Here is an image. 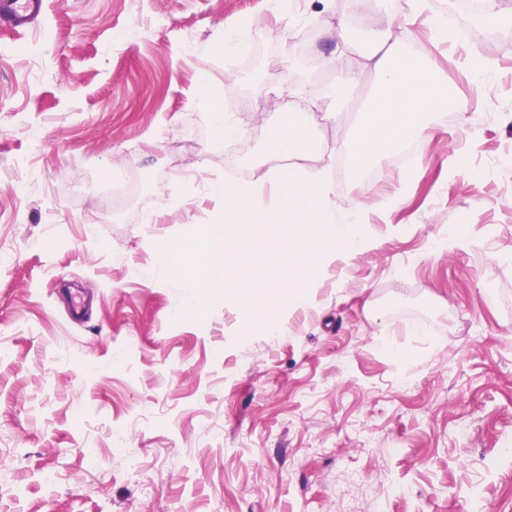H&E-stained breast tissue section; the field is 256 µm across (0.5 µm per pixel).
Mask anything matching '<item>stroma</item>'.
Here are the masks:
<instances>
[{
    "instance_id": "stroma-1",
    "label": "stroma",
    "mask_w": 512,
    "mask_h": 512,
    "mask_svg": "<svg viewBox=\"0 0 512 512\" xmlns=\"http://www.w3.org/2000/svg\"><path fill=\"white\" fill-rule=\"evenodd\" d=\"M388 27L453 105L410 169L373 160L360 246L304 303L269 284L268 329L167 269L222 205L194 172L259 180L291 115L349 149L375 79L343 76ZM469 28L439 41L404 0H50L0 27V512H512V25Z\"/></svg>"
}]
</instances>
